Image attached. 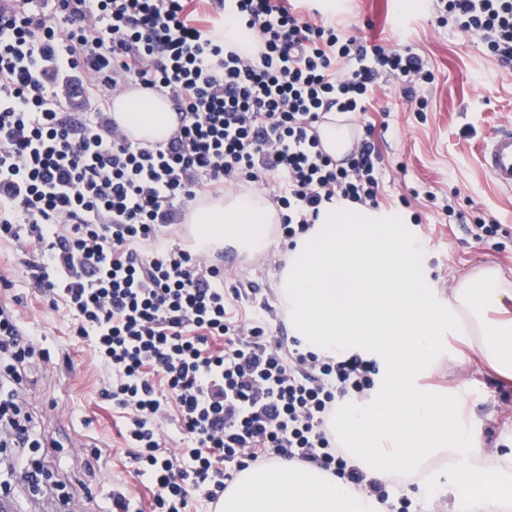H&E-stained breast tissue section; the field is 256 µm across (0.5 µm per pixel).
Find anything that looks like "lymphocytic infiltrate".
I'll return each instance as SVG.
<instances>
[{
	"label": "lymphocytic infiltrate",
	"mask_w": 512,
	"mask_h": 512,
	"mask_svg": "<svg viewBox=\"0 0 512 512\" xmlns=\"http://www.w3.org/2000/svg\"><path fill=\"white\" fill-rule=\"evenodd\" d=\"M435 11L512 69V0ZM229 24L252 35V53L231 45ZM381 77L407 98L434 80L412 47L364 43L291 0H213L205 17L188 0H0V239L36 254L42 297L69 309L110 369L101 395L126 420L119 453L150 485L151 512L218 503L238 472L277 459L411 512L329 427L341 400L374 388L376 363L269 335L272 307L225 287L223 252L171 237L199 196L241 186L274 187L288 243L333 198L377 204L374 125L340 163L317 128L366 111ZM133 87L167 91L179 117L168 140L142 146L112 118V92ZM0 355V432L53 467L56 441L16 414L23 372L46 355L2 302Z\"/></svg>",
	"instance_id": "lymphocytic-infiltrate-1"
}]
</instances>
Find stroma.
Masks as SVG:
<instances>
[{
	"label": "stroma",
	"mask_w": 512,
	"mask_h": 512,
	"mask_svg": "<svg viewBox=\"0 0 512 512\" xmlns=\"http://www.w3.org/2000/svg\"><path fill=\"white\" fill-rule=\"evenodd\" d=\"M334 18L368 41L388 46L399 44L401 30H408L409 45L435 75L433 84L419 90L428 101L425 111L402 102L386 82L366 112L336 118L353 129L376 124L383 155L380 204L410 217L409 229L423 245V268L432 287L448 290L481 270L496 271L512 283V237L475 240L444 211L449 204L466 217L484 215L512 228V191L495 186L478 161L491 132L512 124V70L501 68L468 35L438 27L429 8L405 13L400 0H342ZM384 107L391 110L386 119L380 114ZM280 250L275 242L261 256L228 252L237 286L257 288L276 309L281 306L274 275ZM26 262L0 243V300L50 354L24 383L25 409L45 437L58 443L59 472L82 487L76 494L71 485H61L55 496L73 495V512H109L113 484L123 481L144 510L150 492L114 453L123 444V420L100 394L109 372L97 362L91 340L77 335L65 305L52 308L37 301ZM427 383L444 390L463 387L478 447L512 448L511 381L445 357ZM100 448L109 449V456L97 457Z\"/></svg>",
	"instance_id": "1"
}]
</instances>
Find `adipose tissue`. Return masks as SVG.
Masks as SVG:
<instances>
[{"label": "adipose tissue", "instance_id": "1", "mask_svg": "<svg viewBox=\"0 0 512 512\" xmlns=\"http://www.w3.org/2000/svg\"><path fill=\"white\" fill-rule=\"evenodd\" d=\"M114 118L144 144L165 141L176 127L167 99L123 93ZM274 207L256 193L195 208L187 217L204 247L229 244L259 255L270 245ZM397 209L336 200L301 236L278 275L280 301L293 336L317 353L360 354L379 367L377 388L365 401L341 404L331 426L350 459L372 479H422L426 464L449 456L457 467L451 492L471 512L487 504L512 512V451L475 447L463 412L419 380L437 364V326L460 346L452 357L482 362L512 381V286L484 270L464 277L449 295L426 282L421 247ZM221 512H388V505L314 467L278 460L238 473Z\"/></svg>", "mask_w": 512, "mask_h": 512}]
</instances>
